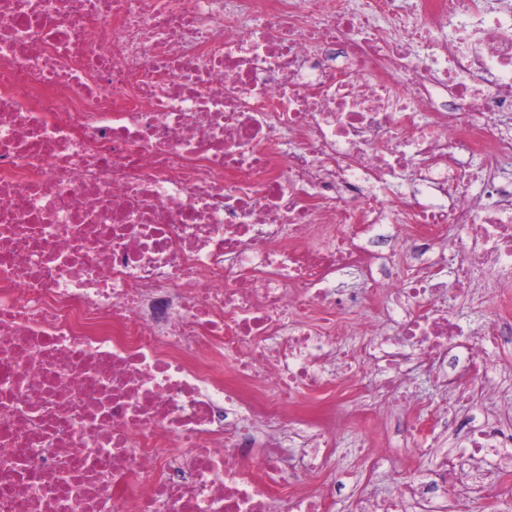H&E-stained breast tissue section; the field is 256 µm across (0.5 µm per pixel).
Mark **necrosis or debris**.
<instances>
[{
  "mask_svg": "<svg viewBox=\"0 0 512 512\" xmlns=\"http://www.w3.org/2000/svg\"><path fill=\"white\" fill-rule=\"evenodd\" d=\"M479 2L0 0V512H330L336 432L410 344L431 452L512 334L436 307L477 265L512 289V0ZM353 366L390 370L373 401ZM465 452L511 470L512 417ZM409 378L412 382L410 391L415 394L413 401L427 405L440 399L441 390L437 381V373L418 369L413 371Z\"/></svg>",
  "mask_w": 512,
  "mask_h": 512,
  "instance_id": "necrosis-or-debris-1",
  "label": "necrosis or debris"
}]
</instances>
